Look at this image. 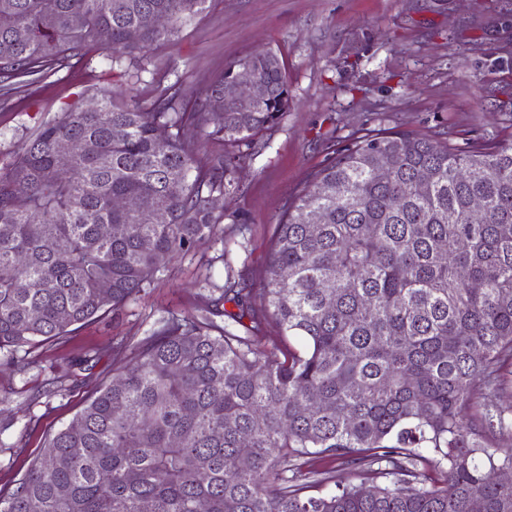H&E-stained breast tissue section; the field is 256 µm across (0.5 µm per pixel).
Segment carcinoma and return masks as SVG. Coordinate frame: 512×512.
Instances as JSON below:
<instances>
[{"mask_svg": "<svg viewBox=\"0 0 512 512\" xmlns=\"http://www.w3.org/2000/svg\"><path fill=\"white\" fill-rule=\"evenodd\" d=\"M208 2L0 0V91L74 69L94 47L118 68ZM238 68L265 98L227 94L231 68L194 99L177 84L148 106L103 90L97 110L67 106L0 168V354L18 370L36 344L120 311L170 260L224 235L211 199L238 192L254 136L288 107L276 54ZM188 127L241 150L204 162ZM119 196L136 208H113ZM157 210L167 223H152ZM102 224L125 231L105 237ZM270 321L301 347L266 346ZM508 373L512 141L450 147L369 129L288 206L257 293L224 288L160 320L0 491V512H471L475 498L512 512V484L496 476L512 470V420L497 405ZM309 455L377 483L307 495L329 483L298 482L291 467Z\"/></svg>", "mask_w": 512, "mask_h": 512, "instance_id": "carcinoma-1", "label": "carcinoma"}]
</instances>
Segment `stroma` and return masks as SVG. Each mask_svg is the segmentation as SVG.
Wrapping results in <instances>:
<instances>
[{"label":"stroma","mask_w":512,"mask_h":512,"mask_svg":"<svg viewBox=\"0 0 512 512\" xmlns=\"http://www.w3.org/2000/svg\"><path fill=\"white\" fill-rule=\"evenodd\" d=\"M268 50L285 64L288 109L255 135L237 195L217 200L230 245L172 260L119 315L33 348L26 373L0 356V488L110 379L113 347L136 343L160 317L194 313L212 289L260 287L276 224L350 138L381 128L451 145L512 140V0H210L176 39L126 58L122 73L93 54L0 98V167L85 90L128 83L145 106L175 82L204 92L227 66Z\"/></svg>","instance_id":"stroma-1"}]
</instances>
